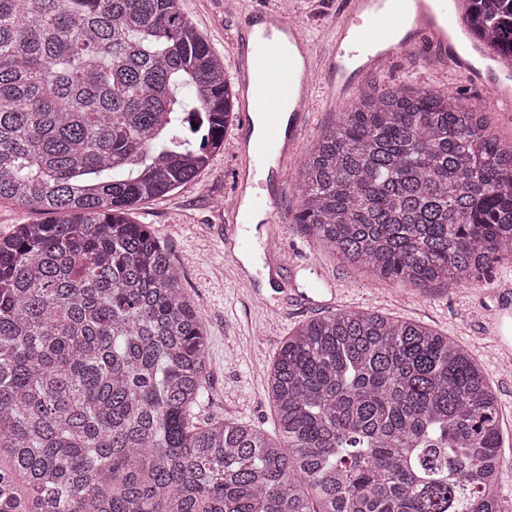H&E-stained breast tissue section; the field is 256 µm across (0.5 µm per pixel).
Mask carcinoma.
<instances>
[{"label": "carcinoma", "instance_id": "obj_1", "mask_svg": "<svg viewBox=\"0 0 512 512\" xmlns=\"http://www.w3.org/2000/svg\"><path fill=\"white\" fill-rule=\"evenodd\" d=\"M181 0H0V512H507L502 415L449 337L376 310L309 320L268 373L279 435L194 422L207 333L139 204L224 144L236 90ZM512 59V0H459ZM198 127H193V124ZM295 223L425 292L512 259V146L387 86L306 152ZM45 217L31 213L18 205L0 204V236L11 233L16 225L39 222Z\"/></svg>", "mask_w": 512, "mask_h": 512}]
</instances>
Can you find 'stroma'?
<instances>
[{
    "label": "stroma",
    "mask_w": 512,
    "mask_h": 512,
    "mask_svg": "<svg viewBox=\"0 0 512 512\" xmlns=\"http://www.w3.org/2000/svg\"><path fill=\"white\" fill-rule=\"evenodd\" d=\"M267 3L181 0V9L211 49L223 58L224 70L231 77L235 74L231 36L250 12ZM341 10L342 0H294L292 19L305 30L315 54L330 48ZM333 82V77L325 74L315 78L304 147H311L335 123L337 113L360 94L388 85L445 92L478 107L485 112L493 136L502 145L512 144V105L494 101L490 89L474 83L466 73L432 63L426 56L397 53L384 70L355 80L352 88L337 99L328 95ZM235 141V129H228L221 150L193 181L166 197L139 205L133 214L134 221L154 229L181 267L184 285L194 297L207 330L209 368L198 420L230 419L275 435L268 371L283 339L298 325L317 318V311L302 307L292 291L308 287L321 274L334 280L343 309L373 308L397 319L425 324L460 343L481 364L502 405L498 492L508 512H512V372L490 357L493 339L482 333L483 312L492 304L487 292L512 283V260L497 263L472 285L440 281L425 293L396 281L373 279L321 248L295 224L301 162L294 159L278 174L269 175L265 187L277 196L278 209L272 223L256 225L252 239L260 245L267 234H274L297 267L272 269L261 259L249 267L250 280H242L238 267L244 264L246 250L232 246L224 237V202L235 195ZM257 291L287 306V316L267 313L253 298Z\"/></svg>",
    "instance_id": "1"
}]
</instances>
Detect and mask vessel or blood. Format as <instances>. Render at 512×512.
I'll return each mask as SVG.
<instances>
[{
	"label": "vessel or blood",
	"instance_id": "b4317fda",
	"mask_svg": "<svg viewBox=\"0 0 512 512\" xmlns=\"http://www.w3.org/2000/svg\"><path fill=\"white\" fill-rule=\"evenodd\" d=\"M404 25L421 36V49L430 59L453 60L474 83H492L498 100L512 101L511 67H501L499 75L490 79L472 61L473 56L484 55L483 47L471 46L464 54L451 49L450 34L464 27L451 0H345L336 22L333 45L319 57L301 26L274 5L263 9L254 24L238 27L234 42L236 82L243 103L242 134L237 139L238 187L252 186L255 176L270 163H282L301 143L312 75H334L333 93L343 94L349 85L346 73L351 67L371 73L386 64L393 54V35ZM256 113L263 116L266 132L253 138L248 130ZM277 206L275 198L255 190L247 208H232L230 223L225 228L227 238L250 246L246 225L251 215L271 214ZM299 299L308 307L328 310L335 307L338 295L334 284L326 280L321 288L300 294ZM511 321L512 290L504 288L499 290L495 308L484 322V332L496 339L498 363L510 368L512 339L503 335L502 327Z\"/></svg>",
	"mask_w": 512,
	"mask_h": 512
}]
</instances>
